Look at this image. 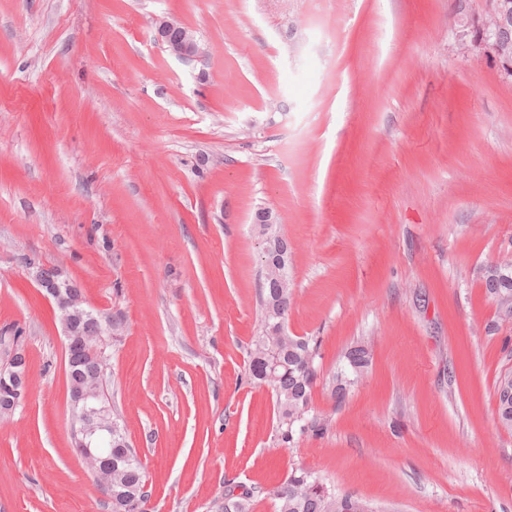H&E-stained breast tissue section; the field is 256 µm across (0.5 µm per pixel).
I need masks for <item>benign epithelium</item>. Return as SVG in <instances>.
I'll return each mask as SVG.
<instances>
[{"mask_svg":"<svg viewBox=\"0 0 512 512\" xmlns=\"http://www.w3.org/2000/svg\"><path fill=\"white\" fill-rule=\"evenodd\" d=\"M483 12L475 16L467 5L456 6L459 29L457 40L461 49L479 52L493 60L500 71L512 78V0H485ZM155 38L165 50L184 62L206 63L208 52L197 36L182 23L161 18L155 22ZM276 216L263 208L257 212L254 228L264 237L266 277L273 288L289 287L286 274L288 266V244L275 229ZM32 278L45 296L52 299L59 312L66 346L80 345L82 351L93 358L99 354L101 330L86 331L81 326L79 305L81 296L72 285L59 282V271L53 266L27 262ZM495 306L502 323L512 325V297L496 293ZM94 372L86 374L73 386L71 402L75 410V421L79 427L75 435L81 448L82 459L87 470L100 486L112 488V457L103 450L91 446L94 440L112 438L117 432V422L112 418V410L102 400L105 367L103 360H97ZM13 387L11 395L0 399V414L12 413L18 398L26 397L27 373L11 375Z\"/></svg>","mask_w":512,"mask_h":512,"instance_id":"7a95c632","label":"benign epithelium"}]
</instances>
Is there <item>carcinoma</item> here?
<instances>
[{"instance_id": "cac0c4a2", "label": "carcinoma", "mask_w": 512, "mask_h": 512, "mask_svg": "<svg viewBox=\"0 0 512 512\" xmlns=\"http://www.w3.org/2000/svg\"><path fill=\"white\" fill-rule=\"evenodd\" d=\"M292 298L290 288L261 289V312L256 336L249 352V376L272 388L276 396L278 437L284 443L293 441L311 400L318 371L315 366L317 346L301 336H269L268 325L288 319ZM354 373L359 374L368 365V352L363 347L347 355ZM68 384L79 380L80 374L93 367V362L82 360L76 349L66 353ZM112 512H140L141 499L147 496V476L137 452L126 443V438L112 440ZM235 483L226 482L224 501L218 512H253L254 491L243 489L233 494ZM274 502L275 512H373L364 502L349 495H339L314 473L298 469L279 486L266 491Z\"/></svg>"}]
</instances>
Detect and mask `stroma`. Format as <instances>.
<instances>
[{
    "mask_svg": "<svg viewBox=\"0 0 512 512\" xmlns=\"http://www.w3.org/2000/svg\"><path fill=\"white\" fill-rule=\"evenodd\" d=\"M158 18L206 63L164 51ZM457 27L455 0H0V364L23 350L29 380L0 418V512L112 510L26 256L120 324L105 393L151 512H212L229 479L274 512L296 468L375 512H512V326L483 283L512 262V79ZM263 207L288 333L319 345L318 429L287 445L248 377ZM155 38L170 55L181 61L206 63V48L193 31L178 21L156 19Z\"/></svg>",
    "mask_w": 512,
    "mask_h": 512,
    "instance_id": "35a3bbf8",
    "label": "stroma"
}]
</instances>
